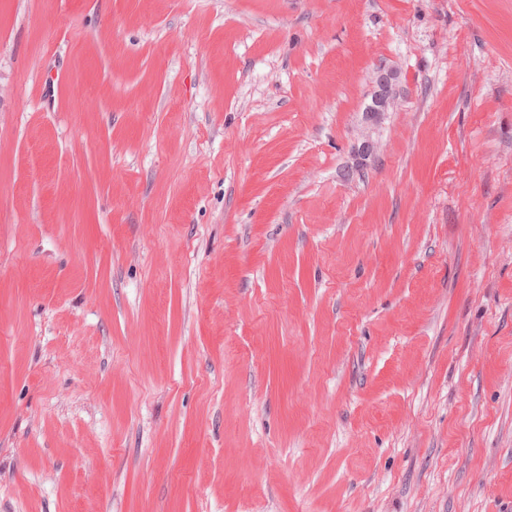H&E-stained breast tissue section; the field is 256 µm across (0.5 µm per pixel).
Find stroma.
<instances>
[{"label": "stroma", "instance_id": "35a3bbf8", "mask_svg": "<svg viewBox=\"0 0 512 512\" xmlns=\"http://www.w3.org/2000/svg\"><path fill=\"white\" fill-rule=\"evenodd\" d=\"M0 512H512V0H0ZM398 73L392 68L378 66L372 80V93L367 104L366 114L372 118H378L389 112L394 103V91L398 81Z\"/></svg>", "mask_w": 512, "mask_h": 512}]
</instances>
